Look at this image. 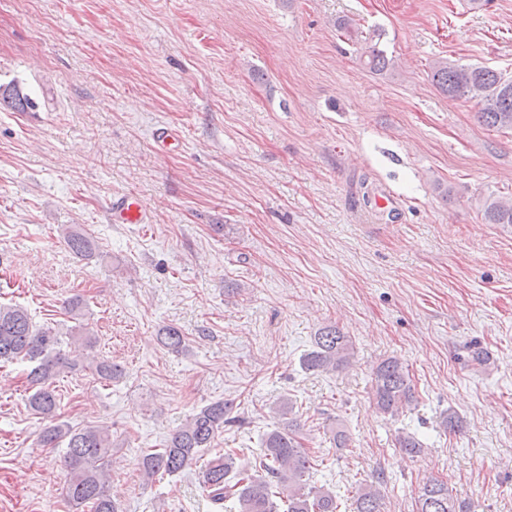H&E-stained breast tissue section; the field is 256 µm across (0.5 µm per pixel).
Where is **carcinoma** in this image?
Wrapping results in <instances>:
<instances>
[{
    "mask_svg": "<svg viewBox=\"0 0 512 512\" xmlns=\"http://www.w3.org/2000/svg\"><path fill=\"white\" fill-rule=\"evenodd\" d=\"M337 30L349 40L362 44L360 60L369 72L384 76L395 69L394 60L386 50L349 19H339ZM436 87L451 99L475 98L480 101L478 121L497 129L512 131V75L479 64H450L437 61L433 65ZM484 217L490 224H512V203L489 197L485 200ZM62 235L72 253L91 257L99 250L90 235L65 226ZM157 339L163 346L178 352L185 346V337L174 326L158 330ZM59 333L53 328L33 326L27 310L19 305H0V361L25 360L31 363L27 378L32 393L30 407L50 421L40 442L54 448L65 440L63 465L70 474L66 498L79 510L91 505V512H120L116 496L112 495L108 466L112 437L103 428H72L57 422V400L52 381L65 371L73 370L78 359L60 348ZM353 345L338 328L328 326L314 336V348L302 359L308 371H332L350 364ZM99 379L112 381L121 370L111 361H95ZM371 395L377 408L392 417L414 398L408 369L395 357L382 359L371 378ZM229 406L215 401L190 416L163 444L142 456L144 475H176L197 462L202 449L224 428ZM397 445L411 456L419 455L422 443L413 435L401 434ZM313 468L312 456L301 436L299 424L274 429L263 438V448L250 468L238 467L236 454L227 450L210 460L202 471V484L212 502L222 507L234 501L238 512H276L278 503L286 512H337L336 494L324 487L307 483L306 476ZM382 495L373 485L358 489L356 512H381ZM418 512H472L466 501L452 496L448 482L431 478L424 482L418 496Z\"/></svg>",
    "mask_w": 512,
    "mask_h": 512,
    "instance_id": "obj_1",
    "label": "carcinoma"
}]
</instances>
